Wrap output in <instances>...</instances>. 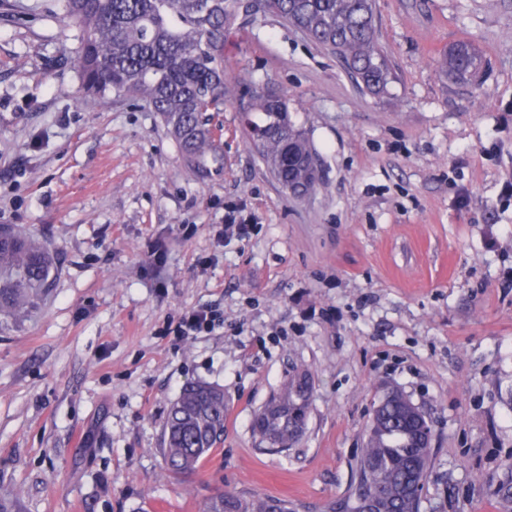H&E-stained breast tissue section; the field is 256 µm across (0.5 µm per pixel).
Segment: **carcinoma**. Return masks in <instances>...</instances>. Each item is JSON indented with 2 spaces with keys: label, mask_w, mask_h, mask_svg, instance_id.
I'll return each mask as SVG.
<instances>
[{
  "label": "carcinoma",
  "mask_w": 512,
  "mask_h": 512,
  "mask_svg": "<svg viewBox=\"0 0 512 512\" xmlns=\"http://www.w3.org/2000/svg\"><path fill=\"white\" fill-rule=\"evenodd\" d=\"M239 0H63V9L80 28L76 65L82 90L140 100L158 113L179 146L183 160L201 174L219 161L208 106L236 97L224 74V40L240 17ZM262 9L301 31L318 47L336 55L348 74L372 93L384 91L392 77L377 42L372 0H262ZM444 69L464 87H478L482 58L470 44L444 53ZM250 107L263 115L248 121L249 137L267 170L296 198L319 184L317 166L286 162L314 158L305 136L290 119L288 98L254 91ZM52 257L36 238L20 236L0 224V316L33 304L49 287ZM313 395L307 372L286 377L255 413L252 432L259 442L287 451L303 436ZM406 396L378 403L379 426L367 437L354 468V482L380 498L378 512H419L420 499L405 492L423 483L430 450L409 435ZM224 390L206 382L186 384L172 404L160 452L177 478L195 474L224 439ZM203 512H297V506L267 495H213Z\"/></svg>",
  "instance_id": "obj_1"
}]
</instances>
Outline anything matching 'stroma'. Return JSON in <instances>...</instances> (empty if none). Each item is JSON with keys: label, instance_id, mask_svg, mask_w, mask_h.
Masks as SVG:
<instances>
[{"label": "stroma", "instance_id": "obj_1", "mask_svg": "<svg viewBox=\"0 0 512 512\" xmlns=\"http://www.w3.org/2000/svg\"><path fill=\"white\" fill-rule=\"evenodd\" d=\"M393 79L257 12L224 43L238 88L288 97L323 180L291 198L237 100L202 178L142 102L85 96L62 0H0V224L53 258L37 309L0 317V503L9 512H202L216 490L323 512L350 496L373 405L434 422L420 512H499L512 482V0H374ZM468 41L479 89L438 61ZM245 233L224 229L227 215ZM164 248L150 256L152 242ZM216 326L187 341L184 311ZM307 428L261 450L255 412L293 370ZM190 381L221 386L224 441L174 478L159 452Z\"/></svg>", "mask_w": 512, "mask_h": 512}]
</instances>
